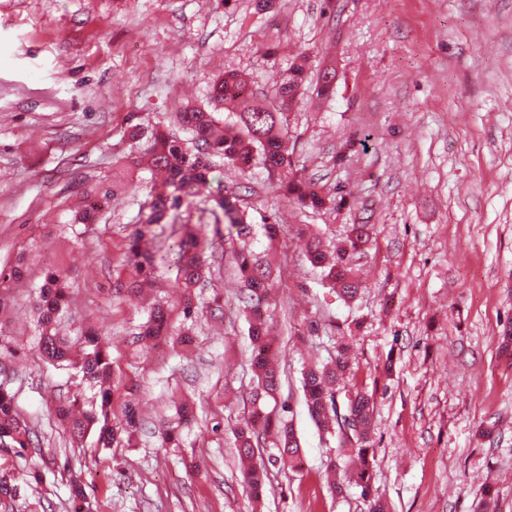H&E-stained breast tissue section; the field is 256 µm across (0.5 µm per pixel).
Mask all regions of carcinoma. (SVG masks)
I'll list each match as a JSON object with an SVG mask.
<instances>
[{"label":"carcinoma","mask_w":512,"mask_h":512,"mask_svg":"<svg viewBox=\"0 0 512 512\" xmlns=\"http://www.w3.org/2000/svg\"><path fill=\"white\" fill-rule=\"evenodd\" d=\"M314 82L320 98L333 93L335 70H312L310 57L301 52L292 57L286 75L269 93L257 97L248 83L236 73H225L211 86L213 106L230 104L234 111L221 122L214 113L189 107L178 114V125L187 133L179 136L174 130L155 127L147 130L139 124L125 130L127 138L136 143L147 139V147L132 164L150 173L151 187L140 206L137 223L140 227L129 236L124 252V266L129 275L126 281L115 285V291H125L134 297L140 282L150 278L155 269L156 254L149 247V236L154 224H173L180 212L198 213L197 223L224 225L228 232L227 244L234 270L240 283L239 301L249 314L248 337L253 348L251 372L253 387L249 402L251 410L237 420L231 429L233 444L239 459L241 483L255 499H260L268 474V466L261 449L271 444L277 448L274 462L293 470L302 468V450L296 436L290 406L283 403L272 414L265 411L268 401L277 400L282 372L277 361V341L271 332L269 311L276 305V289L281 281L280 265L254 250L258 234L268 238L279 235L281 227L262 217L261 223L248 220L246 202L237 190L212 187L219 179L216 171L232 165L241 171L263 168L268 174H278V189L286 198L297 201L315 211L336 209L345 200V186H336L335 195L322 193L319 181L298 175L288 151V112L296 106L306 81ZM183 233L175 242L176 266L183 284L175 304L158 301L148 313L146 321L134 336L139 343H149L176 337L183 350L194 343L193 323L200 314L196 288L205 274L204 242L191 222L181 224ZM371 224H351L345 237L327 243L317 233L309 235L305 257L320 271L321 280L346 303L353 302L363 288L355 273V262L372 244ZM68 285L59 275L50 272L36 289L33 307L38 314V350L41 359L54 368L72 369L82 382L91 386L111 378L114 374L111 344L90 330L85 341L76 345L57 335L60 322L68 306ZM181 318V327L173 329V317ZM349 344L335 342L336 353L325 363L303 367L301 386L304 401L315 426L336 438L337 449L329 458L326 469L334 473L344 470L346 481L333 479L328 483L331 495H341L354 485L361 489L366 512H388L386 502L373 488L375 413L374 401L368 391L356 388L345 393L344 406L337 403L340 385L350 373ZM125 389V400L120 413L112 409L113 392ZM137 386L118 383L112 388L100 387L89 408L79 406V398L59 400L53 413L60 422L69 425L70 436L81 441L90 431L97 433L96 444L110 448L126 441L132 442L140 429L136 403L131 396ZM194 417L193 407L183 403L177 408V419L162 426L165 445L181 444L182 427ZM354 421L351 433L344 431L347 421ZM35 447L33 432L21 415L15 397L0 386V450L17 457L25 456ZM51 469L33 470L22 479L11 472H0V500H15L20 496L21 484L46 480ZM71 512H83L86 492L81 480L75 478L70 488Z\"/></svg>","instance_id":"cac0c4a2"}]
</instances>
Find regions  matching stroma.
Returning a JSON list of instances; mask_svg holds the SVG:
<instances>
[{
	"instance_id": "stroma-1",
	"label": "stroma",
	"mask_w": 512,
	"mask_h": 512,
	"mask_svg": "<svg viewBox=\"0 0 512 512\" xmlns=\"http://www.w3.org/2000/svg\"><path fill=\"white\" fill-rule=\"evenodd\" d=\"M291 51L335 63L336 87L322 101L305 92L290 112L289 150L306 176L348 195L318 213L264 173L222 176L246 187L251 216L282 225L255 249L288 265L275 311L279 398L304 468L271 466L256 502L231 442L252 386L237 279L219 267L201 289V302L218 293L224 305L198 320L191 351L133 343L148 303L173 300L181 282L163 263L143 298L115 293L148 178L117 160L130 122L173 125L185 106H207L227 71L268 91ZM112 187L94 223L74 224L89 194ZM304 224L334 240L347 225L375 226L354 304L320 284L301 250ZM20 256L28 270L15 281ZM50 269L73 286L62 334L106 337L116 378L139 387L146 428L131 444L100 448L91 434L73 447L52 414L79 380L38 355L30 298ZM314 316L348 338L350 384L376 392L374 486L390 512H474L488 483L512 512V360L497 350L512 323V0H276L265 14L252 0H0V382L41 448L23 460L0 452V466L48 457L55 471L0 512H66L74 475L85 512H363L358 488L330 495L332 445L300 388L304 363L333 352L328 335H301ZM191 401L199 419L185 446L162 447L155 427ZM482 423L492 437L478 434Z\"/></svg>"
}]
</instances>
